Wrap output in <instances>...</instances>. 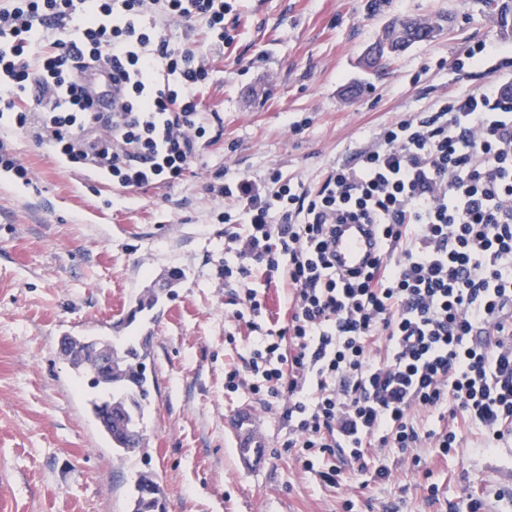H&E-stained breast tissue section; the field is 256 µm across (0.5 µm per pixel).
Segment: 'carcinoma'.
<instances>
[{"instance_id": "cac0c4a2", "label": "carcinoma", "mask_w": 512, "mask_h": 512, "mask_svg": "<svg viewBox=\"0 0 512 512\" xmlns=\"http://www.w3.org/2000/svg\"><path fill=\"white\" fill-rule=\"evenodd\" d=\"M103 346L112 351V371L95 373L91 369L93 350ZM150 337L134 336L123 343L105 338L70 337L67 357L80 381L100 396L88 399L92 416L101 410L112 412V425L101 432L120 458L144 451L145 414L151 405L153 381L147 372ZM131 512H163V490L158 477L146 472L138 475L130 501Z\"/></svg>"}]
</instances>
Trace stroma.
Here are the masks:
<instances>
[{
    "label": "stroma",
    "instance_id": "obj_1",
    "mask_svg": "<svg viewBox=\"0 0 512 512\" xmlns=\"http://www.w3.org/2000/svg\"><path fill=\"white\" fill-rule=\"evenodd\" d=\"M485 0H241L233 43L211 58L202 109L211 141L181 181L130 194L62 168L19 131L10 143L31 185L0 173V512H130L138 472H154L165 512H512V438L483 446L468 430L448 456L423 447L422 466L394 448L369 450L351 488L305 468L278 406L224 372L245 369L249 342L224 286L223 199L208 185L222 168H267L319 185L385 124L448 92L480 87L455 61L479 42L512 49ZM443 19L440 34L387 69L360 59L393 19ZM155 289L159 301L139 310ZM132 320L151 336L157 392L147 450L126 461L87 411V396L55 349L61 336H112ZM267 447L246 471L242 432ZM385 466L387 479L372 470ZM436 495H429V485Z\"/></svg>",
    "mask_w": 512,
    "mask_h": 512
}]
</instances>
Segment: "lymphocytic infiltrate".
Wrapping results in <instances>:
<instances>
[{
  "label": "lymphocytic infiltrate",
  "mask_w": 512,
  "mask_h": 512,
  "mask_svg": "<svg viewBox=\"0 0 512 512\" xmlns=\"http://www.w3.org/2000/svg\"><path fill=\"white\" fill-rule=\"evenodd\" d=\"M237 2L0 0V112L64 168L125 190L174 184L208 136L200 94ZM492 55L466 50L456 68H483L479 88L382 126L318 188L275 169L216 173L224 285L251 334L249 379L234 368L224 386L282 404L305 467L341 452L362 472L375 444L445 455L472 424L512 434V62ZM340 224L376 226L366 270L333 267ZM259 270L282 278L286 324L269 318ZM414 408L439 426L414 424Z\"/></svg>",
  "instance_id": "f902f5d3"
}]
</instances>
